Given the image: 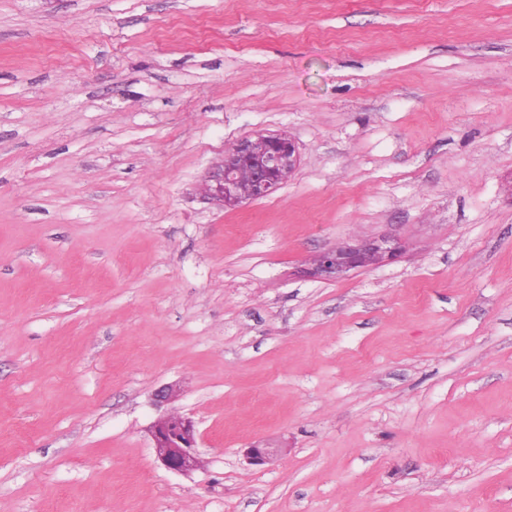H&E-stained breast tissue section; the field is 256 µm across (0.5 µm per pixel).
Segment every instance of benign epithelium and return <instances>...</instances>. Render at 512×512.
<instances>
[{
  "mask_svg": "<svg viewBox=\"0 0 512 512\" xmlns=\"http://www.w3.org/2000/svg\"><path fill=\"white\" fill-rule=\"evenodd\" d=\"M261 139L266 143L261 156L256 154V140L252 138L241 139L225 151L224 160L204 178L208 199L234 208L250 199L272 196L283 187L285 174L293 173L300 163L296 145L284 133H269ZM245 167L252 172V193L248 198L237 191V175ZM402 252V242L395 236H355L339 247L319 253L313 260L310 274L321 280H337L364 268L363 260L367 255L374 256L380 266L396 260ZM178 396L177 385L167 384L153 393V401L162 407ZM151 437L156 458L167 470L188 474L199 467L197 435L191 419L175 410L166 411L152 424ZM286 452L287 448L282 445L262 441L247 449L246 458L250 464L260 466L274 462Z\"/></svg>",
  "mask_w": 512,
  "mask_h": 512,
  "instance_id": "benign-epithelium-1",
  "label": "benign epithelium"
}]
</instances>
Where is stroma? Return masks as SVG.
<instances>
[{
	"label": "stroma",
	"mask_w": 512,
	"mask_h": 512,
	"mask_svg": "<svg viewBox=\"0 0 512 512\" xmlns=\"http://www.w3.org/2000/svg\"><path fill=\"white\" fill-rule=\"evenodd\" d=\"M0 512H512V0H0ZM266 143L263 155L255 152L256 139ZM300 156L294 141L285 133L259 135L255 139L237 141L224 153V160L208 171L204 178L205 193L209 200L224 207L238 205L277 193L284 184V176L299 166ZM244 167L252 172V193L248 175L242 174L237 191V175ZM403 252L401 240L395 236L351 237L340 247L327 249L313 260L310 274L317 279L332 281L346 276L353 270L365 268L366 255L376 259L374 265H384L399 258ZM157 460L169 471L188 474L199 467L194 422L175 410L165 411L151 426ZM286 452L285 446L262 441L248 448L245 455L250 464L260 466L274 462Z\"/></svg>",
	"instance_id": "1"
}]
</instances>
